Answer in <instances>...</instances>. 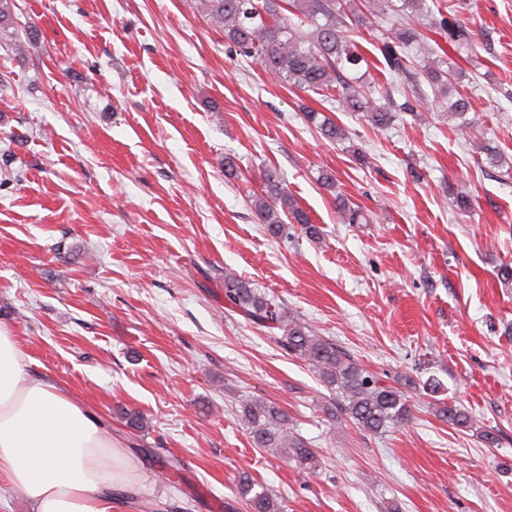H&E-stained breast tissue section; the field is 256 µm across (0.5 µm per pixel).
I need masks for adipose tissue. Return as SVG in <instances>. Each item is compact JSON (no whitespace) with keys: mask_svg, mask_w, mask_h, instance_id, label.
<instances>
[{"mask_svg":"<svg viewBox=\"0 0 512 512\" xmlns=\"http://www.w3.org/2000/svg\"><path fill=\"white\" fill-rule=\"evenodd\" d=\"M23 360L0 327V484L32 512H112L135 489L137 463L64 385L27 378Z\"/></svg>","mask_w":512,"mask_h":512,"instance_id":"obj_1","label":"adipose tissue"}]
</instances>
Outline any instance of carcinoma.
Wrapping results in <instances>:
<instances>
[{
	"label": "carcinoma",
	"instance_id": "cac0c4a2",
	"mask_svg": "<svg viewBox=\"0 0 512 512\" xmlns=\"http://www.w3.org/2000/svg\"><path fill=\"white\" fill-rule=\"evenodd\" d=\"M206 21L224 33V43L235 54L260 61L264 71L288 89L320 95L357 114L374 129L394 125L401 112H415L414 102L427 84L441 100L455 127H474L468 113L473 105L466 91L458 88L455 63L418 61L424 45L423 30L434 28L458 48L473 44L472 30L441 10L440 0H196ZM15 0H0V40L10 42L14 54L24 53L25 44L13 31ZM391 16V33L374 38L379 56L368 60L362 45L353 37L361 28L370 29L377 11ZM382 75L400 79L397 101L393 91L374 96L371 83L356 77L370 67ZM307 121L321 136L338 143L348 139L346 130L327 113L304 108ZM322 186L335 193L336 209L348 223L358 224L361 211L337 191L334 174L323 171ZM266 194L251 199L258 223L274 238L288 236L286 218L301 225L311 237L319 229L274 176H266ZM224 310L250 324L264 328L289 355L305 362L329 391L324 411L330 418L346 415L357 428L383 433L411 419L408 400L402 391L386 383L336 343L317 334L308 323L292 314L275 294L233 272H224ZM439 418L458 429H471L476 422L455 404L439 401ZM241 422L256 446L281 454L302 469L319 467L317 450L290 427L288 414L263 400L240 405ZM238 495L252 512H283L280 500L249 476L239 479Z\"/></svg>",
	"mask_w": 512,
	"mask_h": 512
}]
</instances>
